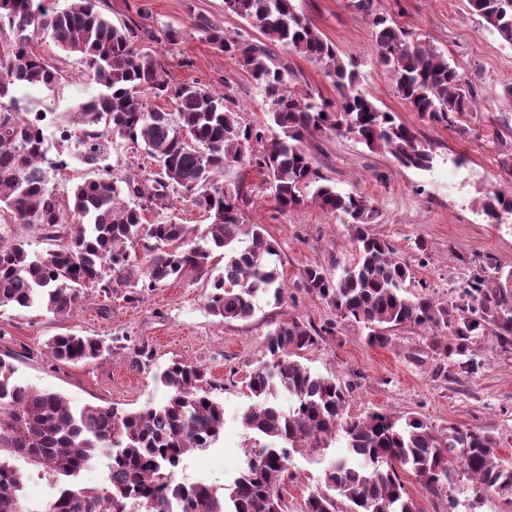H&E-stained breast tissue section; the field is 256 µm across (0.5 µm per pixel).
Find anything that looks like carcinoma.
<instances>
[{"label": "carcinoma", "mask_w": 512, "mask_h": 512, "mask_svg": "<svg viewBox=\"0 0 512 512\" xmlns=\"http://www.w3.org/2000/svg\"><path fill=\"white\" fill-rule=\"evenodd\" d=\"M105 5L106 0H75L52 11L43 0H0V21L15 35L11 51L0 56V212L12 224L38 227L42 238L55 243L32 253L27 241L0 235V308L40 305L66 316L85 288L105 293L124 288L130 300L192 270L211 282L212 315L225 322L250 317L258 293L271 292L278 300L284 283L274 260L276 245L262 225L245 222L249 195L241 185L224 182V169L244 164L263 172L280 208H297L310 199L348 219L354 262L335 278L311 265L302 284L337 314L368 329L370 346H385L389 332L406 325L443 330L434 348L448 358L490 330L501 347L512 346V274L493 286L481 275L473 277L467 286L471 302L454 311L425 293L412 294L408 266L393 257L387 241L370 233L378 218L371 200L318 183L304 150V141L318 132L349 135L370 151H385L400 166L419 170L432 167L433 147L358 87L355 69L338 59L295 0H224L264 42L226 35L202 15L192 19L193 29L263 90L268 108L262 128L240 122L229 94L198 80L170 84L158 60L138 46L155 34L143 22L113 24L102 12ZM469 9L512 45V0H469ZM372 25L379 62L392 73L398 96L422 120L449 126L472 110L473 92L445 54L422 46L384 16L374 15ZM39 36L79 55L101 86L75 111L53 113L51 126L68 152L50 167H65L71 158L94 172L75 187L66 209L45 167L44 127L25 118L13 95L18 86L50 88L58 80L55 70L28 51ZM276 47L324 65L337 98L319 101L293 91V72L275 62ZM148 96L168 99L171 108L150 105ZM114 137L144 144L159 169L152 184L113 176L105 160ZM255 143L261 145L256 153ZM171 190L209 220L202 241L190 239L183 224L145 218L165 206ZM481 211L488 223H502L512 216V190L487 195ZM136 249L142 252L139 262L131 260ZM216 249L224 251L218 274L212 264ZM315 342L311 330L295 320L268 334L270 359L251 373L247 388L253 403L241 415L244 427L263 443L254 447L226 496L202 481L174 482L183 456L210 447L224 432V405L211 396L204 369L172 363L162 374L166 399L126 411L78 407L60 393L15 383L14 367L0 359V512H24L21 474L12 470L17 457L57 481H69L103 455L112 458L108 488H62L42 512H167L171 500L181 512H281L291 454L322 453L339 430L346 454L327 464L324 490L309 495L307 512H417L400 473L414 474L436 492L448 484L453 464L462 466L477 495L512 506V461L498 455L493 435L455 426L437 429L415 414L346 415L348 397L336 378L313 373L296 360ZM46 346L56 360L69 363L110 352L102 340L72 333L53 336ZM284 395L292 400L287 408L281 404ZM342 503L347 510H339Z\"/></svg>", "instance_id": "cac0c4a2"}]
</instances>
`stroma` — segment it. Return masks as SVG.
Here are the masks:
<instances>
[{
  "label": "stroma",
  "mask_w": 512,
  "mask_h": 512,
  "mask_svg": "<svg viewBox=\"0 0 512 512\" xmlns=\"http://www.w3.org/2000/svg\"><path fill=\"white\" fill-rule=\"evenodd\" d=\"M355 2L296 0L299 11L335 45L338 57L355 65L361 87L377 105L434 143L433 165L407 169L387 153L329 133L309 137L305 151L324 183L373 202L378 219L371 231L409 266L411 292L427 293L452 309L463 304L466 283L478 271L493 279L512 272V219L487 223L479 207L487 193L512 185V174L500 164L503 153H512V103L502 95L512 86V45L485 28L468 0H373L368 14ZM142 9L148 10L152 29L179 33L173 45L163 39L141 42L161 63L167 80H199L218 93L231 88L242 124L265 123L264 94L251 74L192 27L193 15L201 13L228 35L259 40L257 31L225 9L224 0H108L104 14L119 26ZM376 14L447 56L476 96L473 112L446 126L423 122L410 110L377 60L371 24ZM29 50L57 72L58 81L49 90L18 88L15 95L28 109L65 112L98 92L79 55L45 38L31 41ZM182 54L192 58V68L177 66ZM280 58L294 73L295 89L335 98L323 66L289 52ZM106 162L117 177H148L155 171L143 146L120 138ZM224 179L242 183L251 197L246 222L262 225L277 246L282 299L258 294L250 318L223 322L207 309L209 280L190 271L130 301L120 292L107 296L84 289L77 308L64 317L40 306L2 308L0 358L13 365L14 381L61 393L78 405L135 410L164 399L167 389L159 375L172 362L204 368L212 397L224 405V434L213 447L186 454L175 480L202 481L224 493L246 470L255 444L240 415L251 402L246 381L265 358L267 335L293 320L317 329L330 324L333 334L302 351L300 361L347 386L348 415L413 413L437 428H478L495 436L499 455L512 460V347L501 348L489 334L475 340L466 356L447 360L433 347V330L413 325L392 331L386 346H369L367 329L337 315L302 286L304 270L313 263L335 276L353 262L356 244L344 216L329 215L311 202L295 210L278 208L265 176L251 166L228 168ZM69 332L99 337L112 352L90 363L58 361L45 343ZM143 346L150 359L136 357ZM467 358L477 362L475 373L463 372ZM344 445L339 439L324 455L291 456L292 479L281 490L283 512H306L307 497L323 486L325 458L343 454ZM401 478L419 512H505L499 499L476 496L460 471L451 491L435 495L414 474Z\"/></svg>",
  "instance_id": "35a3bbf8"
}]
</instances>
